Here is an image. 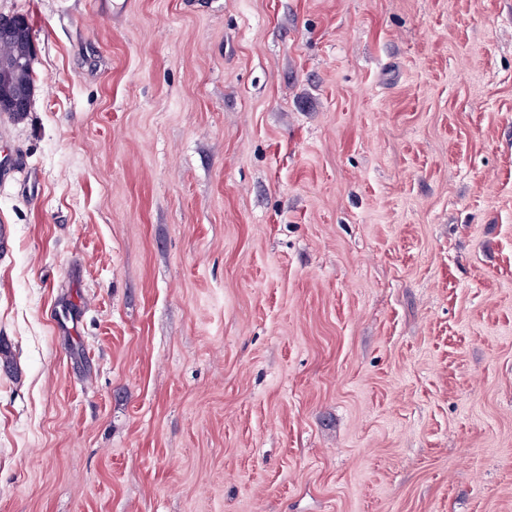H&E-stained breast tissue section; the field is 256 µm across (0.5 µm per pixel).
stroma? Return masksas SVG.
Wrapping results in <instances>:
<instances>
[{"instance_id": "1", "label": "stroma", "mask_w": 512, "mask_h": 512, "mask_svg": "<svg viewBox=\"0 0 512 512\" xmlns=\"http://www.w3.org/2000/svg\"><path fill=\"white\" fill-rule=\"evenodd\" d=\"M0 0V512H512V0ZM31 28L26 24L24 30L16 37L0 39V58L2 56H14L20 58L12 62L0 61V66H18L1 72L0 89L18 90L33 88V65L35 58L30 53ZM21 61L23 64L21 65Z\"/></svg>"}]
</instances>
